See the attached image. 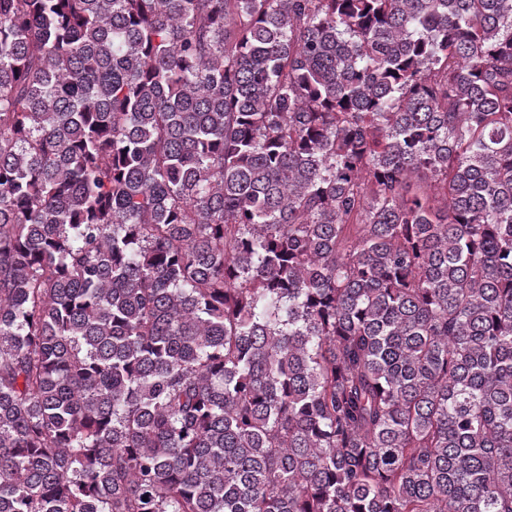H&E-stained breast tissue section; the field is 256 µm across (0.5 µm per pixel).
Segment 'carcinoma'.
Here are the masks:
<instances>
[{
  "label": "carcinoma",
  "mask_w": 512,
  "mask_h": 512,
  "mask_svg": "<svg viewBox=\"0 0 512 512\" xmlns=\"http://www.w3.org/2000/svg\"><path fill=\"white\" fill-rule=\"evenodd\" d=\"M0 512H512V0H0Z\"/></svg>",
  "instance_id": "carcinoma-1"
}]
</instances>
